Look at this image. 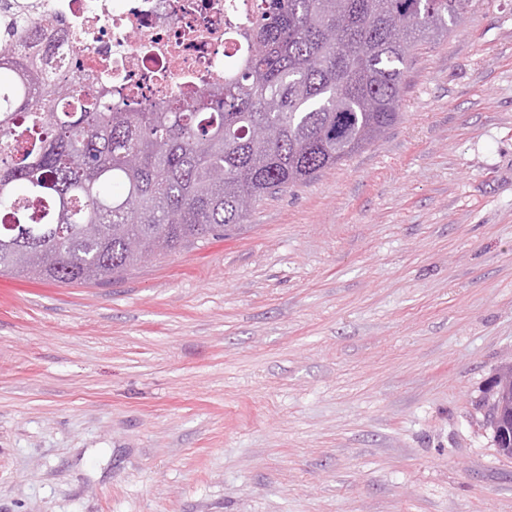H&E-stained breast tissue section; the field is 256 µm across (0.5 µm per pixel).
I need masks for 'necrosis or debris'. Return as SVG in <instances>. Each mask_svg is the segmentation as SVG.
<instances>
[{"label": "necrosis or debris", "instance_id": "necrosis-or-debris-1", "mask_svg": "<svg viewBox=\"0 0 512 512\" xmlns=\"http://www.w3.org/2000/svg\"><path fill=\"white\" fill-rule=\"evenodd\" d=\"M253 0H27L49 23L37 43L47 63L65 60L99 89L133 109L190 99L223 80L247 51L241 37Z\"/></svg>", "mask_w": 512, "mask_h": 512}]
</instances>
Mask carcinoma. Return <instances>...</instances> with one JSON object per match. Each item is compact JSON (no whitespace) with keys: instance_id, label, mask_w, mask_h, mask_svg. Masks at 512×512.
I'll return each instance as SVG.
<instances>
[{"instance_id":"carcinoma-1","label":"carcinoma","mask_w":512,"mask_h":512,"mask_svg":"<svg viewBox=\"0 0 512 512\" xmlns=\"http://www.w3.org/2000/svg\"><path fill=\"white\" fill-rule=\"evenodd\" d=\"M472 0H256L251 54L224 83L133 112L79 75L0 48V274L117 279L373 144L401 116L405 69ZM22 42L44 24L11 18ZM256 125L274 135L258 139Z\"/></svg>"}]
</instances>
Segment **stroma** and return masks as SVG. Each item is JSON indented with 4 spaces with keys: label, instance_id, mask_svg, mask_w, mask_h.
Masks as SVG:
<instances>
[{
    "label": "stroma",
    "instance_id": "35a3bbf8",
    "mask_svg": "<svg viewBox=\"0 0 512 512\" xmlns=\"http://www.w3.org/2000/svg\"><path fill=\"white\" fill-rule=\"evenodd\" d=\"M402 118L123 278L0 275V512H512V0ZM507 412L501 409L499 416H496L493 420L492 427L496 445L498 451L503 456L512 457V408H509V419L511 416V426L509 427L506 423ZM506 432V433H505ZM511 433V436H510Z\"/></svg>",
    "mask_w": 512,
    "mask_h": 512
}]
</instances>
